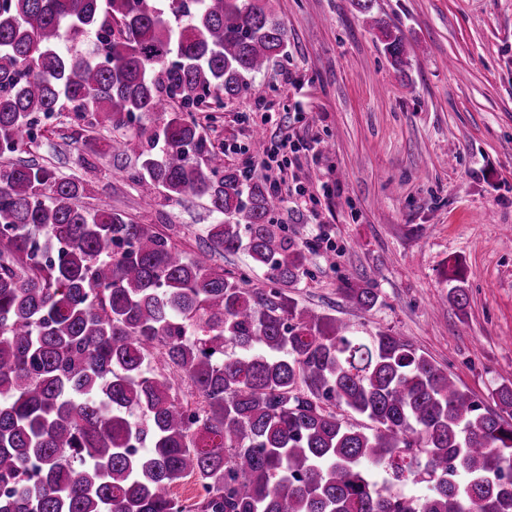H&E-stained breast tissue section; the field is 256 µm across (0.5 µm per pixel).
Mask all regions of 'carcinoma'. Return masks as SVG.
Instances as JSON below:
<instances>
[{"label":"carcinoma","instance_id":"obj_1","mask_svg":"<svg viewBox=\"0 0 512 512\" xmlns=\"http://www.w3.org/2000/svg\"><path fill=\"white\" fill-rule=\"evenodd\" d=\"M267 4L0 0V157L65 109L78 144L164 114L112 137V157L222 216L188 255L154 224L86 209L80 180L0 162V512H183L187 478L198 512H512V384L487 406L410 342L299 306L287 289L307 256L273 223L283 199L202 133L201 105L244 97L286 54ZM373 23L403 68L400 29ZM239 250L264 286L214 263ZM346 295L379 300L362 278ZM447 299L468 303L457 259Z\"/></svg>","mask_w":512,"mask_h":512}]
</instances>
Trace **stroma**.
I'll return each instance as SVG.
<instances>
[{
    "mask_svg": "<svg viewBox=\"0 0 512 512\" xmlns=\"http://www.w3.org/2000/svg\"><path fill=\"white\" fill-rule=\"evenodd\" d=\"M269 7L288 31L287 58L257 75L246 98L196 117L239 169L271 133L301 145L297 174L317 200L305 209L285 196L274 217L308 258L293 297L355 335L385 330L409 341L491 404L512 382V0H377L372 15L405 37L401 72L352 0ZM259 98L274 112L242 121ZM74 127L68 111L40 119L14 161L80 179L83 206L158 225L196 252L218 220L206 202L151 198L128 176L136 159L113 160L111 128L97 127L84 147ZM453 258L467 278L463 310L444 300ZM352 275L377 289L373 309L347 298Z\"/></svg>",
    "mask_w": 512,
    "mask_h": 512,
    "instance_id": "obj_1",
    "label": "stroma"
}]
</instances>
